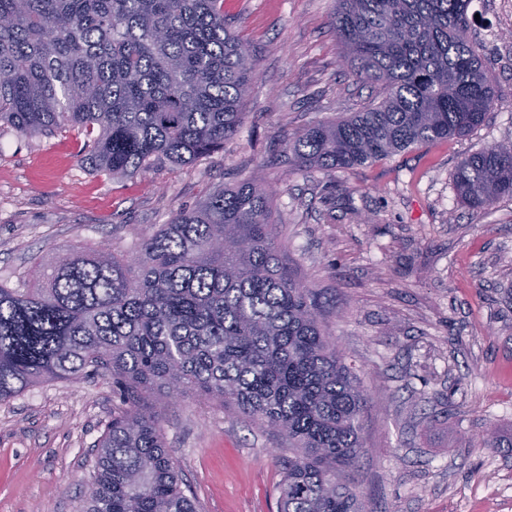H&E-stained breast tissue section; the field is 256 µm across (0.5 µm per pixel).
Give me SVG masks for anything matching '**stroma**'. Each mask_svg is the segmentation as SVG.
Wrapping results in <instances>:
<instances>
[{"label":"stroma","instance_id":"stroma-1","mask_svg":"<svg viewBox=\"0 0 512 512\" xmlns=\"http://www.w3.org/2000/svg\"><path fill=\"white\" fill-rule=\"evenodd\" d=\"M336 0H226L255 52L238 134L174 170L116 180L77 165L83 136L0 129V286L35 260L107 245L135 254L179 208L249 177L274 186L288 261L321 296L322 321L371 402L357 479L370 512H512V200L472 210L452 174L512 140V0H471L497 104L466 136L326 176L276 163L281 144L381 95L356 80L332 25ZM150 402L202 512H277L288 447L232 405ZM122 405L109 372L34 386L0 403V512H74L99 438Z\"/></svg>","mask_w":512,"mask_h":512}]
</instances>
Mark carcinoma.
<instances>
[{
	"mask_svg": "<svg viewBox=\"0 0 512 512\" xmlns=\"http://www.w3.org/2000/svg\"><path fill=\"white\" fill-rule=\"evenodd\" d=\"M469 0H337L341 54L382 97L285 144L329 175L465 136L495 105ZM250 44L224 0H0V127L71 130L78 162L113 179L224 149L242 127ZM459 201L512 197V141L465 157ZM270 186L243 180L180 208L135 256L106 249L39 261L0 286V402L103 369L123 407L98 442L81 512H201L185 493L146 394L235 405L288 442L278 512H363L354 471L367 396L288 266Z\"/></svg>",
	"mask_w": 512,
	"mask_h": 512,
	"instance_id": "cac0c4a2",
	"label": "carcinoma"
}]
</instances>
